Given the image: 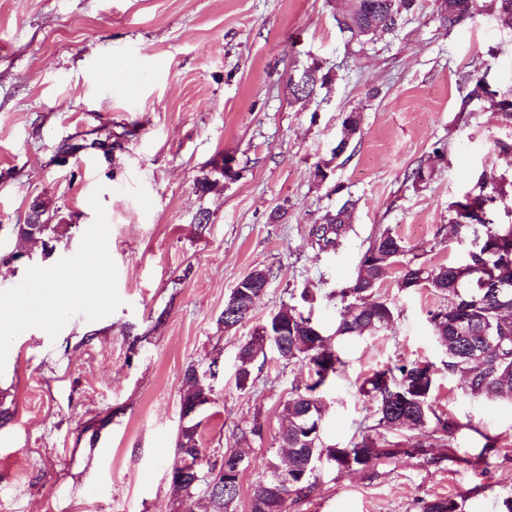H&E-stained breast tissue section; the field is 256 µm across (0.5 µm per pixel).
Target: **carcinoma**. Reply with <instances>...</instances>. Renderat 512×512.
<instances>
[{
  "label": "carcinoma",
  "mask_w": 512,
  "mask_h": 512,
  "mask_svg": "<svg viewBox=\"0 0 512 512\" xmlns=\"http://www.w3.org/2000/svg\"><path fill=\"white\" fill-rule=\"evenodd\" d=\"M415 0H348L339 10L336 23L348 42L379 32H395L403 18L414 7ZM472 0H445L440 4L439 21L454 28L471 15ZM308 78L305 98L317 94L327 83V75L316 67L304 70ZM468 92L462 106L492 94L486 73L476 68L465 75ZM362 115L352 111L341 123V135H358ZM506 194L505 185L496 179L481 183L472 198L462 197L448 207V223L474 221L478 216L467 212L468 201L483 210L495 208ZM43 223L19 224L17 234L23 238H58L68 229L66 224H53L49 205L42 203ZM348 205L336 212H327L322 223L311 229V237L321 250L334 249L351 223ZM407 250L401 237L386 229L376 234L362 253L356 278L338 291L344 310L336 323L338 337L372 336L393 320V308L388 301L376 297L377 289L387 269L399 266L398 287L404 290L428 288L436 294L448 296V304L429 312V321L439 344L445 349L448 372L460 375L468 392L475 398L512 400V320L505 319L503 309L512 310V224L484 225V238L474 250L472 264L478 274L464 277L457 262L448 261L438 266L423 262L405 261ZM488 282H506L508 287L496 295L479 287L480 279ZM286 324L287 335L279 336V323ZM270 329L273 336L262 334ZM321 330L312 312L304 313L292 307L282 308L270 315L260 329L240 348L236 381L245 386L251 380L255 361L265 355L264 345L275 348L286 360H296L307 367L308 381L304 387H295L285 403L283 412L288 421L281 435L288 446L286 457H276L267 464L266 478L254 488L250 512H285V502L292 492L305 494L314 489L310 482L316 462L325 458L335 467L365 470L405 451L427 455L426 445L419 443L404 449L399 442L379 441L368 434L346 447L326 446L321 439V401L319 388L328 377L336 375L343 360L340 352L326 345H317L311 332ZM186 389L181 399V415L189 418L180 425L175 441V456L182 468L172 469L173 484L187 498L195 500L197 512H232L240 491V479L224 484V495L217 497L209 490L205 475L212 472L215 463L206 459L198 441L201 422L198 414H190L196 406L208 403L212 389L203 387L196 378V369L185 373ZM436 389V369L429 362L412 361L374 371L360 385V392L374 402L377 423L373 429L424 431L433 425L431 436L443 441L453 437L459 429L457 422L440 417L432 407ZM423 512H457V503L450 498H436L423 507Z\"/></svg>",
  "instance_id": "cac0c4a2"
}]
</instances>
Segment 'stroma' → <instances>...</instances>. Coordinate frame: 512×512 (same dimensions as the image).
Returning a JSON list of instances; mask_svg holds the SVG:
<instances>
[{"mask_svg": "<svg viewBox=\"0 0 512 512\" xmlns=\"http://www.w3.org/2000/svg\"><path fill=\"white\" fill-rule=\"evenodd\" d=\"M335 16L336 0H0V296L20 303L0 337V512H190L170 472L191 366L217 369L200 443L210 457L244 450L234 512H249L281 451L283 407L308 373L271 350L238 386L241 344L305 288L333 335L336 292L380 230L427 264L461 257L448 243L449 204L482 177L512 180L497 149L512 142V122L490 101L465 102L464 76L485 68L498 96L512 97V27L494 0H474L450 30L437 0H416L397 32L359 46ZM309 66L331 81L295 99L290 78ZM351 111L361 132L333 157ZM224 158L235 178L202 191L209 162ZM420 166L431 176L416 186ZM37 198L66 234L16 235ZM347 202L348 232L319 250L312 226ZM94 265L103 303L62 306L50 328L32 320L37 286L64 275L81 287ZM255 269L272 273L266 293L225 329L224 303ZM398 276L390 269L378 290L393 321L341 347L345 366L322 393V440L344 447L370 426L409 440L375 428L358 384L412 360L436 366L434 408L459 429L428 460L319 464L314 493L290 494L286 512H423L436 497L459 512H502L512 497V402L467 393L429 323L443 296L401 290Z\"/></svg>", "mask_w": 512, "mask_h": 512, "instance_id": "obj_1", "label": "stroma"}]
</instances>
